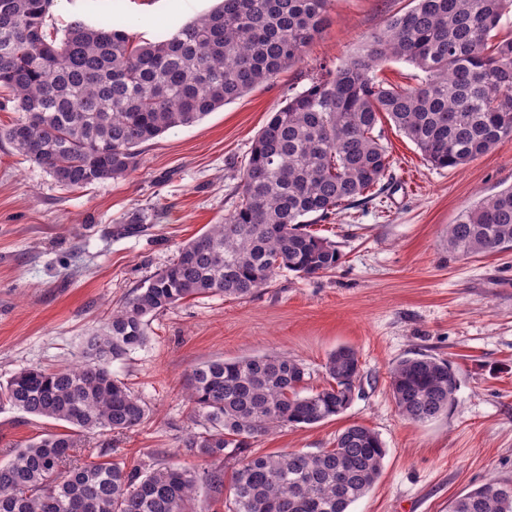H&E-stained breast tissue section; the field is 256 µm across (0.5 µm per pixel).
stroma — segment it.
<instances>
[{
  "mask_svg": "<svg viewBox=\"0 0 512 512\" xmlns=\"http://www.w3.org/2000/svg\"><path fill=\"white\" fill-rule=\"evenodd\" d=\"M217 0H54L46 19L62 33L74 18L112 13L135 40L154 41L214 8ZM412 0H332L329 23L304 61L187 126L146 143L138 168L81 188L0 142V382L20 369L81 361L85 339L178 247L234 207L252 144L288 94L309 85L319 64L355 56L370 33ZM391 176L362 200L315 224L336 242L333 271L303 278L281 271L247 299L184 301L154 318L147 344L114 361L112 374L149 409L139 426L82 439V458L108 448L149 468L163 460L204 470L210 459L182 445L208 431L183 390L203 362L284 354L301 360L308 390L326 386L325 363L341 346L359 356L361 379L346 411L313 426L286 425L257 437V454L333 447L353 423L375 431L382 474L349 512H448L457 495L491 479L512 482V251L459 258L445 231L480 198L512 185V140L455 169L427 163L392 121L376 126ZM142 223L131 224L132 215ZM450 360L460 387L447 414L416 423L400 416L389 370L401 358ZM65 422L0 410V463Z\"/></svg>",
  "mask_w": 512,
  "mask_h": 512,
  "instance_id": "obj_1",
  "label": "stroma"
}]
</instances>
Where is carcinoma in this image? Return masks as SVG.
Listing matches in <instances>:
<instances>
[{
  "label": "carcinoma",
  "instance_id": "carcinoma-1",
  "mask_svg": "<svg viewBox=\"0 0 512 512\" xmlns=\"http://www.w3.org/2000/svg\"><path fill=\"white\" fill-rule=\"evenodd\" d=\"M331 0H220L213 11L157 40L133 43L130 21L98 26L76 18L57 38L46 31L54 0H0V89L22 115L5 140L67 187L125 178L141 147L267 83L304 60L328 20ZM372 33L361 52L320 67L288 97L254 141L234 209L182 243L167 266L112 309L84 346V361L24 368L0 384V407L67 423L9 450L0 464V512H194L197 498L225 496L228 512H348L382 473L378 435L351 424L317 453L251 454V440L283 425H316L351 404L360 364L350 347L326 361L328 385L300 395L306 369L285 355L215 360L184 388L209 431L183 447L234 461L229 484L166 462L149 470L108 458L85 463L77 438L123 432L148 415L112 376L111 363L143 347L153 318L207 295L248 298L278 272H330L342 254L307 227L325 222L387 177L374 134L384 113L436 168H456L512 138V37L493 38L512 0H413ZM424 73L402 90L378 80L384 59ZM457 257L512 250V187L483 197L448 225ZM453 364L426 355L398 361L390 392L400 414L437 419L455 402ZM490 480L457 497L451 512H512Z\"/></svg>",
  "mask_w": 512,
  "mask_h": 512
}]
</instances>
